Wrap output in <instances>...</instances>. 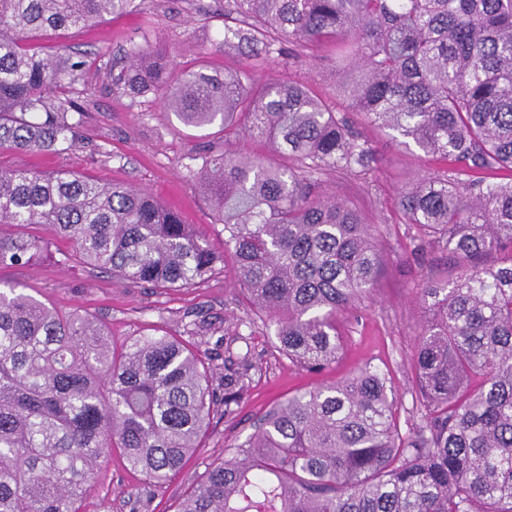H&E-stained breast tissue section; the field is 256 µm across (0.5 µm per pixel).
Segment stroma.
Instances as JSON below:
<instances>
[{
	"label": "stroma",
	"instance_id": "stroma-1",
	"mask_svg": "<svg viewBox=\"0 0 512 512\" xmlns=\"http://www.w3.org/2000/svg\"><path fill=\"white\" fill-rule=\"evenodd\" d=\"M224 0H145L122 15L98 21L80 32L52 35L39 45L83 62L79 84L64 97L84 109L77 146L53 154L0 152V166L40 172H71L98 182L124 183L147 192L177 212L184 223L198 225L216 249L224 247V227L218 224L207 198L187 178L188 168L200 167L208 154L224 148L245 149L248 138H225L219 126H183L154 93L132 96L112 84V69L124 65L131 50L148 48L173 58L179 68L224 72L249 65L256 80L302 82L321 98H336V86L325 62L281 54L276 62L245 59L224 47ZM356 130L369 140L374 160L368 174L336 171L319 175L320 194L348 202L377 227L384 259L380 278L369 300L347 313L351 336L342 359L318 373L290 364L272 348L274 336L262 321L244 326L245 308L230 269L218 270L191 288L162 290L147 284H119L107 273L67 255L57 241L50 257L0 267V286H15L63 311L88 312L104 325L114 342L159 326L185 336L200 326L205 349L213 359L212 383L223 393V381L240 356L251 364L245 388L229 411H216L201 448L163 488H156L127 467L119 451L104 455L95 481L87 488L83 512H176L184 496L208 468L224 458L225 449L247 440L257 422L277 401L311 387L335 381L369 362L387 371L398 402L400 426L414 414L412 359L415 328L421 316L418 288L448 280V253L441 246L419 250L415 229L398 205L401 191L417 175L435 171V163L415 148H399L385 131L364 125L352 115Z\"/></svg>",
	"mask_w": 512,
	"mask_h": 512
}]
</instances>
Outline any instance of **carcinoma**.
<instances>
[{
  "mask_svg": "<svg viewBox=\"0 0 512 512\" xmlns=\"http://www.w3.org/2000/svg\"><path fill=\"white\" fill-rule=\"evenodd\" d=\"M145 0H0V150L78 141L60 97L83 65L30 48ZM224 46L273 60L289 43L333 64L336 102L300 84L222 78L132 52L112 84L158 92L188 127L220 122L288 154L224 150L188 177L220 223L224 254L147 192L69 173L0 168V266L28 262L44 228L118 281L188 288L231 260L241 303L267 317L274 349L310 372L336 362L343 315L381 272L372 225L314 193L326 171L367 173L348 113L439 157L399 205L419 247L441 244L455 279L419 289L417 419L398 426L389 378L370 362L274 404L225 450L179 512H512V0H226ZM202 342L154 327L120 346L89 315L0 289V512H80L98 460L120 450L160 487L199 448L217 397Z\"/></svg>",
  "mask_w": 512,
  "mask_h": 512,
  "instance_id": "1",
  "label": "carcinoma"
}]
</instances>
